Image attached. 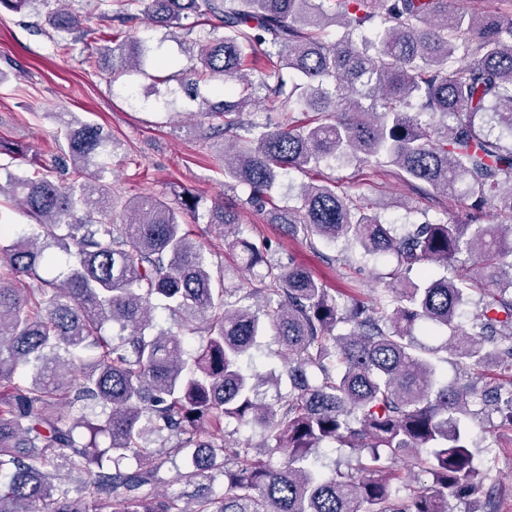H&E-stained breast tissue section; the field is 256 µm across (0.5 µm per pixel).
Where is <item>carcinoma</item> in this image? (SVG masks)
I'll return each instance as SVG.
<instances>
[{
    "mask_svg": "<svg viewBox=\"0 0 512 512\" xmlns=\"http://www.w3.org/2000/svg\"><path fill=\"white\" fill-rule=\"evenodd\" d=\"M55 2L48 22L64 53L83 19L69 0ZM94 2L112 28L86 66L108 58L114 71H145L157 48L124 30L139 15L169 32L204 28L190 66L162 82L192 98L216 82L219 101L201 102L206 137L223 138L215 162L224 180L246 186V202L293 236L343 239L396 265L373 302L341 304L308 269L275 262L244 237L221 202L201 214V198L185 188L176 206L143 196L117 224L114 202L92 184L0 164V194L36 221L31 234L0 221V512H451L478 493L489 472L462 432L471 405L512 433V144L485 132L495 122L512 139V8L483 16L450 11L448 0ZM366 22L373 31L355 41L352 29ZM336 23L344 32L330 40ZM256 88L265 111L296 105L308 119L256 130L243 117ZM63 140L74 173L95 181L109 172L112 136L101 127L68 120ZM347 158L375 173L395 168L422 196L451 197L465 184L467 220L400 233L329 178L303 186L297 206L276 204L282 172ZM489 201L508 224L484 223ZM187 212L227 242L234 265L224 275L259 270L251 295L262 309L226 301V281L183 224ZM463 253L473 267H451ZM157 301L199 335L196 353L155 321ZM429 329L446 331L444 348L475 379L438 378L415 346V332ZM269 330L288 392L264 402L260 388L278 377L242 362ZM66 408L77 415L66 419ZM231 421L260 428L263 442L230 438ZM336 446L354 457L327 472L318 452ZM87 487L88 501L79 496Z\"/></svg>",
    "mask_w": 512,
    "mask_h": 512,
    "instance_id": "carcinoma-1",
    "label": "carcinoma"
}]
</instances>
